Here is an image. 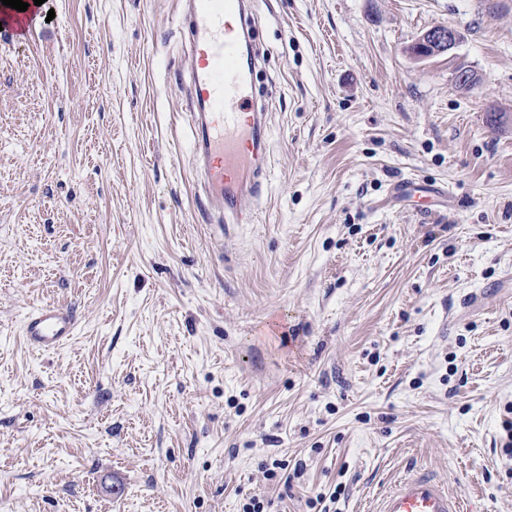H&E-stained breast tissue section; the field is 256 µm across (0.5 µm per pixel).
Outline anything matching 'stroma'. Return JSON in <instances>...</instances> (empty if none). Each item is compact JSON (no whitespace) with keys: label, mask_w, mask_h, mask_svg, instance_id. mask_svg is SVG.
Returning a JSON list of instances; mask_svg holds the SVG:
<instances>
[{"label":"stroma","mask_w":512,"mask_h":512,"mask_svg":"<svg viewBox=\"0 0 512 512\" xmlns=\"http://www.w3.org/2000/svg\"><path fill=\"white\" fill-rule=\"evenodd\" d=\"M45 4L0 31V512H371L417 470L512 512V0H266L268 188L222 233L178 0ZM37 9L26 10L25 12H14L7 25H3V29L7 30L13 38L26 37L36 23ZM457 41L456 31L447 25L436 24L426 29L411 47V54L423 59L448 52ZM77 321L72 307L52 303L34 305L26 314L23 336L35 349L56 350L73 338Z\"/></svg>","instance_id":"35a3bbf8"}]
</instances>
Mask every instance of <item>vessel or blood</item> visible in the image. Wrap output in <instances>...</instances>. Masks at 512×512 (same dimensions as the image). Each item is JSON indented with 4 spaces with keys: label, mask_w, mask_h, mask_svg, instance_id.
<instances>
[{
    "label": "vessel or blood",
    "mask_w": 512,
    "mask_h": 512,
    "mask_svg": "<svg viewBox=\"0 0 512 512\" xmlns=\"http://www.w3.org/2000/svg\"><path fill=\"white\" fill-rule=\"evenodd\" d=\"M262 0H185L183 25L189 42L188 116L194 130L193 159L216 228L254 220L247 202L266 184L269 130L264 106L253 92L260 54L252 47L254 16ZM34 10L13 13L6 29L26 37ZM77 328L73 308L52 303L32 306L23 324L27 343L52 351L69 342ZM373 512H476L472 504L432 474L394 481L376 499Z\"/></svg>",
    "instance_id": "obj_1"
}]
</instances>
